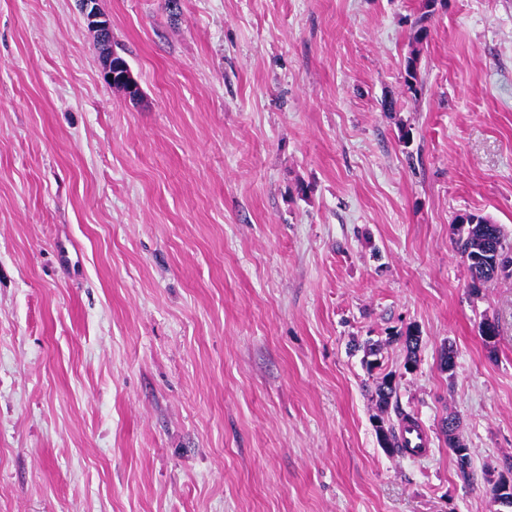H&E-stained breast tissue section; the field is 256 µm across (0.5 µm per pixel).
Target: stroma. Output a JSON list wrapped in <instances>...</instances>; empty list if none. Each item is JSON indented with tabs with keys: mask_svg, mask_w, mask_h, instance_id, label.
<instances>
[{
	"mask_svg": "<svg viewBox=\"0 0 512 512\" xmlns=\"http://www.w3.org/2000/svg\"><path fill=\"white\" fill-rule=\"evenodd\" d=\"M419 5L99 0L134 101L77 0H0V512H512V275L454 224L512 244V0ZM458 222L457 249L468 260L473 285H485L500 273L512 275V248L502 227L491 218L469 213ZM398 441L402 454L411 459H422L431 451V438L421 421L402 422L399 427Z\"/></svg>",
	"mask_w": 512,
	"mask_h": 512,
	"instance_id": "1",
	"label": "stroma"
}]
</instances>
